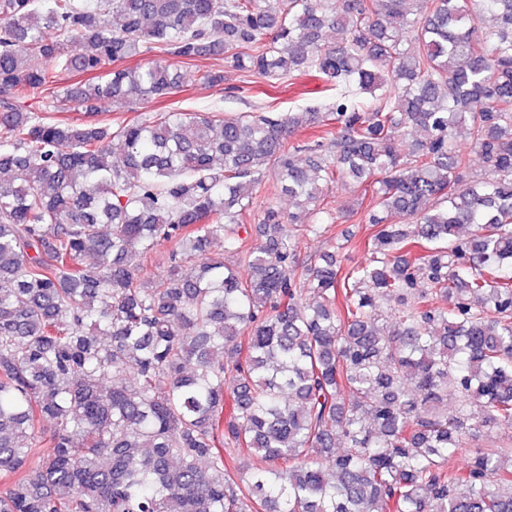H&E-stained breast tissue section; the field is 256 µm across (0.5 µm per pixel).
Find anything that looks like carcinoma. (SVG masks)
I'll use <instances>...</instances> for the list:
<instances>
[{
    "label": "carcinoma",
    "instance_id": "cac0c4a2",
    "mask_svg": "<svg viewBox=\"0 0 512 512\" xmlns=\"http://www.w3.org/2000/svg\"><path fill=\"white\" fill-rule=\"evenodd\" d=\"M217 55L247 78L315 72L336 100L114 126L20 108L75 71L97 81L66 102L132 109ZM336 181L374 227L347 268L300 258L292 230L331 220ZM499 426L512 0H0V512H512V449L447 466Z\"/></svg>",
    "mask_w": 512,
    "mask_h": 512
}]
</instances>
